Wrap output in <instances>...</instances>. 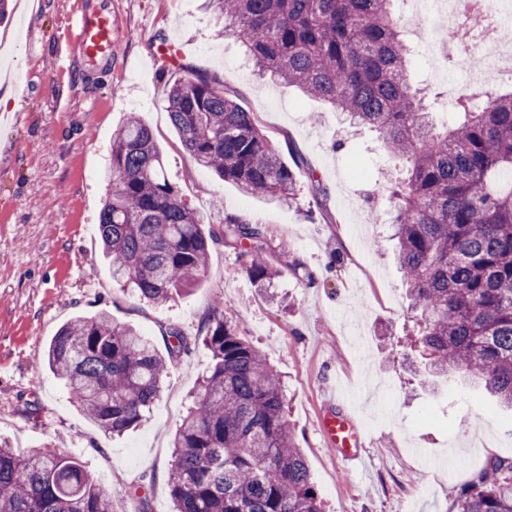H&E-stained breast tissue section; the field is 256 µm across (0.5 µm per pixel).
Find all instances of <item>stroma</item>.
I'll use <instances>...</instances> for the list:
<instances>
[{
    "label": "stroma",
    "instance_id": "obj_1",
    "mask_svg": "<svg viewBox=\"0 0 512 512\" xmlns=\"http://www.w3.org/2000/svg\"><path fill=\"white\" fill-rule=\"evenodd\" d=\"M96 2L10 0L0 20V97L18 92L21 115L18 125L0 127V436L20 451L80 457L112 512H138L142 490L149 512H170L172 440L211 366L202 329L220 314L280 372L290 428L326 512H459L461 488L486 462L512 458V413L462 377L432 376L411 341L420 312L394 244L365 226L368 215L392 207L387 178L396 160L374 132L258 74L236 43L216 37L203 0H112V67L75 61L71 27ZM163 38L176 42L183 62L223 77L254 113L298 173L291 204L244 195L189 161L164 108L167 83L181 72L154 53ZM413 47L410 78L430 93L438 124L456 121L460 93L484 99L512 86L469 82L466 69L434 66L435 43ZM132 114L151 128L189 208L214 224L228 215L258 221L272 261L296 272L260 288L243 273L239 251L217 245L198 282L170 302L147 304L121 290L98 224L112 135ZM101 311L158 348L172 326L190 344L143 422L121 436L86 418L45 361L61 325ZM341 386L365 439V475L338 461L318 431Z\"/></svg>",
    "mask_w": 512,
    "mask_h": 512
}]
</instances>
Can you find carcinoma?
<instances>
[{
  "label": "carcinoma",
  "instance_id": "cac0c4a2",
  "mask_svg": "<svg viewBox=\"0 0 512 512\" xmlns=\"http://www.w3.org/2000/svg\"><path fill=\"white\" fill-rule=\"evenodd\" d=\"M254 69L327 102L378 134L403 163L391 187L388 231L403 284L420 309L415 343L435 370L463 374L512 409V89L471 106L451 127L429 123L432 104L409 84L411 49L395 0H207ZM165 108L196 165L244 194L278 204L296 179L269 137L207 71L185 67ZM100 214L112 278L153 303L192 286L210 248L241 251L263 285L282 273L260 242L267 230L239 215L211 224L167 176L151 130L134 115L113 135ZM153 340L108 312L76 316L52 337L49 369L104 431L137 426L161 393L169 363L187 352L169 328ZM211 369L174 439L169 476L175 512H322L285 411V391L264 356L216 315L206 328ZM461 512H512V460L493 458L461 491ZM0 512H112L82 461L54 448L22 454L0 441Z\"/></svg>",
  "mask_w": 512,
  "mask_h": 512
}]
</instances>
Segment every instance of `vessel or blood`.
<instances>
[{
  "mask_svg": "<svg viewBox=\"0 0 512 512\" xmlns=\"http://www.w3.org/2000/svg\"><path fill=\"white\" fill-rule=\"evenodd\" d=\"M115 43L112 0H103L102 6L94 9H84L73 36L76 59L111 64ZM319 428L326 444L335 450L344 465L355 467L363 462L365 441L349 416L340 412L325 413L319 419Z\"/></svg>",
  "mask_w": 512,
  "mask_h": 512,
  "instance_id": "obj_1",
  "label": "vessel or blood"
}]
</instances>
